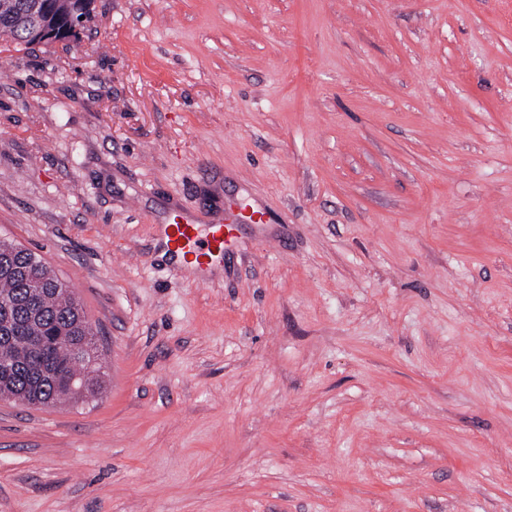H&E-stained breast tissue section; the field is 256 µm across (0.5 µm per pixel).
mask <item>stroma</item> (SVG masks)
<instances>
[{"label":"stroma","instance_id":"35a3bbf8","mask_svg":"<svg viewBox=\"0 0 512 512\" xmlns=\"http://www.w3.org/2000/svg\"><path fill=\"white\" fill-rule=\"evenodd\" d=\"M96 9L0 44V239L105 373L0 400V512H512V0ZM229 224H193L187 220L159 226L162 248L171 259H181L194 273L199 283H206L208 272L216 264L224 263V254L230 246Z\"/></svg>","mask_w":512,"mask_h":512}]
</instances>
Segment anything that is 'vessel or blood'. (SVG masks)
Returning a JSON list of instances; mask_svg holds the SVG:
<instances>
[{
    "label": "vessel or blood",
    "mask_w": 512,
    "mask_h": 512,
    "mask_svg": "<svg viewBox=\"0 0 512 512\" xmlns=\"http://www.w3.org/2000/svg\"><path fill=\"white\" fill-rule=\"evenodd\" d=\"M162 248L172 259L182 260L199 282H206L211 267L223 263L230 246L227 225L205 226L187 220L160 225Z\"/></svg>",
    "instance_id": "b4317fda"
}]
</instances>
